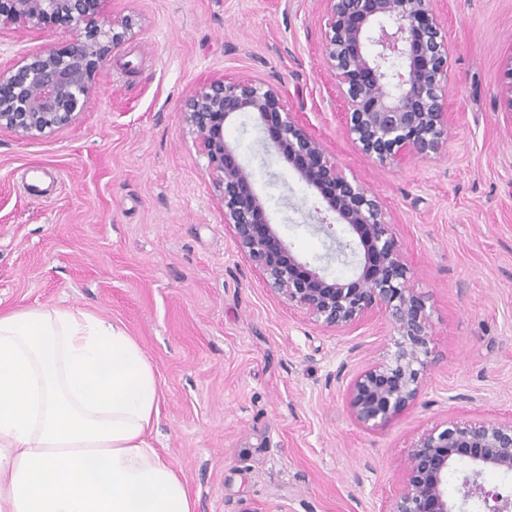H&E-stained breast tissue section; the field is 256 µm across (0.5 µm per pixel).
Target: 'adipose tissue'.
I'll return each instance as SVG.
<instances>
[{
  "label": "adipose tissue",
  "instance_id": "1",
  "mask_svg": "<svg viewBox=\"0 0 512 512\" xmlns=\"http://www.w3.org/2000/svg\"><path fill=\"white\" fill-rule=\"evenodd\" d=\"M159 398L119 325L75 309L0 312V512H195L147 440Z\"/></svg>",
  "mask_w": 512,
  "mask_h": 512
}]
</instances>
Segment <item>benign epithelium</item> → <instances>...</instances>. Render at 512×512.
Segmentation results:
<instances>
[{
	"instance_id": "1",
	"label": "benign epithelium",
	"mask_w": 512,
	"mask_h": 512,
	"mask_svg": "<svg viewBox=\"0 0 512 512\" xmlns=\"http://www.w3.org/2000/svg\"><path fill=\"white\" fill-rule=\"evenodd\" d=\"M106 0H0L4 29L69 28L75 38L0 66V129L21 139L53 134L76 122L93 102L101 69L132 37L126 17L104 15ZM325 62L343 100L345 131L380 166L439 154L450 131L447 112L450 49L435 0H319ZM253 115L267 134L266 151L288 162L320 197L319 230L344 237L336 253L351 259L347 279L300 259L279 237L253 171L242 165L226 127ZM183 120L207 171L238 251L269 290L330 331L348 329L378 311L398 338L389 358L351 378L353 419L376 430L419 396L427 371L429 314L409 286L403 245L378 198L348 178L336 158L292 112L285 91L248 76L196 86ZM468 471L457 494L448 473ZM488 472H512V416L478 424L449 420L420 433L402 465L401 487L388 512H512V499L488 485Z\"/></svg>"
}]
</instances>
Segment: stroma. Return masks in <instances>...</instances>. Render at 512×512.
Segmentation results:
<instances>
[{
  "instance_id": "stroma-1",
  "label": "stroma",
  "mask_w": 512,
  "mask_h": 512,
  "mask_svg": "<svg viewBox=\"0 0 512 512\" xmlns=\"http://www.w3.org/2000/svg\"><path fill=\"white\" fill-rule=\"evenodd\" d=\"M451 47L445 152L379 166L342 124L318 0H107L133 38L90 108L51 136L0 131V310L80 309L123 326L161 391L150 441L196 512H386L414 437L447 419L512 416V0H437ZM71 31L0 32V63ZM284 88L308 131L382 203L430 314L416 402L381 430L351 417L346 378L390 354L382 313L336 333L271 293L238 251L189 92L215 77ZM283 241L325 253L317 196L267 154L251 115L227 128Z\"/></svg>"
}]
</instances>
